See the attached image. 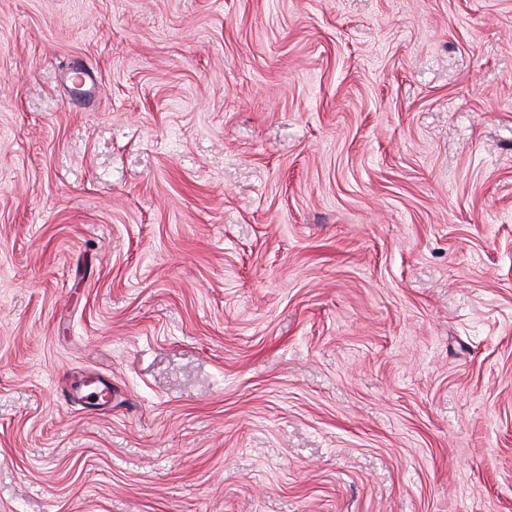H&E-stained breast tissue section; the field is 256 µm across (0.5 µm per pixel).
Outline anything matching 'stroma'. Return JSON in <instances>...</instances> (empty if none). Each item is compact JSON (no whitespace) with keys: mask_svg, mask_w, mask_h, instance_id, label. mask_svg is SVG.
Masks as SVG:
<instances>
[{"mask_svg":"<svg viewBox=\"0 0 512 512\" xmlns=\"http://www.w3.org/2000/svg\"><path fill=\"white\" fill-rule=\"evenodd\" d=\"M0 512H512V0H0Z\"/></svg>","mask_w":512,"mask_h":512,"instance_id":"stroma-1","label":"stroma"}]
</instances>
